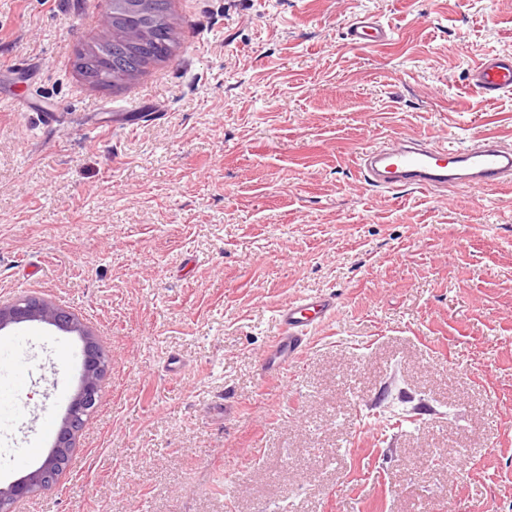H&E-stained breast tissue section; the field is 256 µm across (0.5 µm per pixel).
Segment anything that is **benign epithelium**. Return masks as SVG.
<instances>
[{"mask_svg": "<svg viewBox=\"0 0 512 512\" xmlns=\"http://www.w3.org/2000/svg\"><path fill=\"white\" fill-rule=\"evenodd\" d=\"M121 19L136 13L142 22L134 29L124 28L122 45L115 56L99 57L100 67H112L115 75L131 79L138 74L136 48L146 46L150 39L152 19L157 14L154 0H122ZM42 322L66 333H75L82 338L83 374L79 390L70 401L67 414L56 436L55 444L41 464L24 477L0 487V505H7L13 512L17 501L50 491L63 470L64 460L76 445L77 434L85 419L98 405L103 382L109 370V358L100 347L93 333L74 314L59 305L40 298L19 297L0 300V331L13 324Z\"/></svg>", "mask_w": 512, "mask_h": 512, "instance_id": "obj_1", "label": "benign epithelium"}]
</instances>
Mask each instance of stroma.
<instances>
[{
    "label": "stroma",
    "mask_w": 512,
    "mask_h": 512,
    "mask_svg": "<svg viewBox=\"0 0 512 512\" xmlns=\"http://www.w3.org/2000/svg\"><path fill=\"white\" fill-rule=\"evenodd\" d=\"M170 11L171 55L101 86L79 62L112 0H0V300L68 309L111 360L57 485L17 512H512V188L359 174L397 136L512 143V92L468 87L512 54V0ZM363 15L391 41L348 46ZM322 292L334 316L262 377L278 308ZM1 341L25 383L4 487L52 448L82 342Z\"/></svg>",
    "instance_id": "35a3bbf8"
}]
</instances>
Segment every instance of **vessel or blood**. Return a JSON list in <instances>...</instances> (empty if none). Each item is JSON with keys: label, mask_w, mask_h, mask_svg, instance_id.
I'll use <instances>...</instances> for the list:
<instances>
[{"label": "vessel or blood", "mask_w": 512, "mask_h": 512, "mask_svg": "<svg viewBox=\"0 0 512 512\" xmlns=\"http://www.w3.org/2000/svg\"><path fill=\"white\" fill-rule=\"evenodd\" d=\"M389 25L375 17L353 19L345 32L348 45L373 48L391 38ZM469 85L494 97L512 90V56L490 53L469 75ZM364 180L385 188L411 187L431 190L454 185L497 190L512 185V145L489 135L467 148L451 149L428 137H403L392 143L374 144L359 158ZM334 293L306 296L282 305L277 311L279 335L266 349L264 375L287 372L307 349L312 329L328 322L336 312Z\"/></svg>", "instance_id": "obj_1"}]
</instances>
